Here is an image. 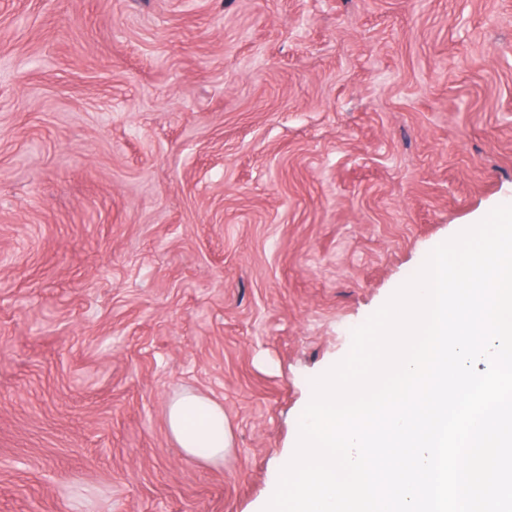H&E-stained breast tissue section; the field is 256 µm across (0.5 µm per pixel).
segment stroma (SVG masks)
<instances>
[{
	"instance_id": "1",
	"label": "stroma",
	"mask_w": 512,
	"mask_h": 512,
	"mask_svg": "<svg viewBox=\"0 0 512 512\" xmlns=\"http://www.w3.org/2000/svg\"><path fill=\"white\" fill-rule=\"evenodd\" d=\"M501 205L512 0H0V512H262L312 380ZM167 425L178 446L192 458L216 461L231 443L224 407L197 394H184L169 405Z\"/></svg>"
}]
</instances>
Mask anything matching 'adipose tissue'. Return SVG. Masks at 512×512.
<instances>
[{
  "instance_id": "ef3b65f1",
  "label": "adipose tissue",
  "mask_w": 512,
  "mask_h": 512,
  "mask_svg": "<svg viewBox=\"0 0 512 512\" xmlns=\"http://www.w3.org/2000/svg\"><path fill=\"white\" fill-rule=\"evenodd\" d=\"M167 425L178 446L192 458L218 460L231 443L223 406L197 394H184L169 405Z\"/></svg>"
}]
</instances>
